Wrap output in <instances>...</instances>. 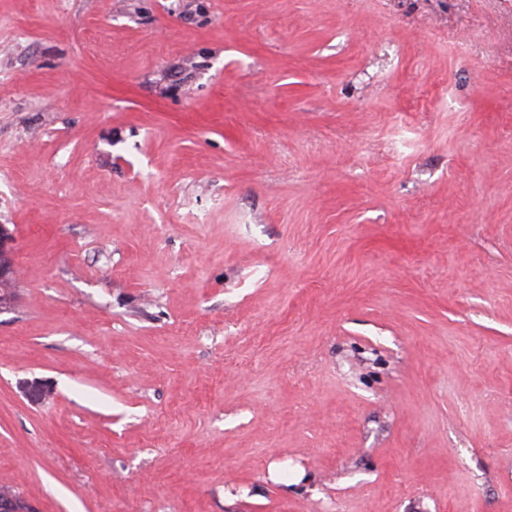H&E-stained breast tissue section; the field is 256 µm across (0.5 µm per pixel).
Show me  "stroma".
Instances as JSON below:
<instances>
[{
    "label": "stroma",
    "instance_id": "1",
    "mask_svg": "<svg viewBox=\"0 0 512 512\" xmlns=\"http://www.w3.org/2000/svg\"><path fill=\"white\" fill-rule=\"evenodd\" d=\"M0 224L37 512H512V0H0ZM19 389L22 395L33 404H42L54 397V388L52 385L39 378L24 380L19 383Z\"/></svg>",
    "mask_w": 512,
    "mask_h": 512
}]
</instances>
